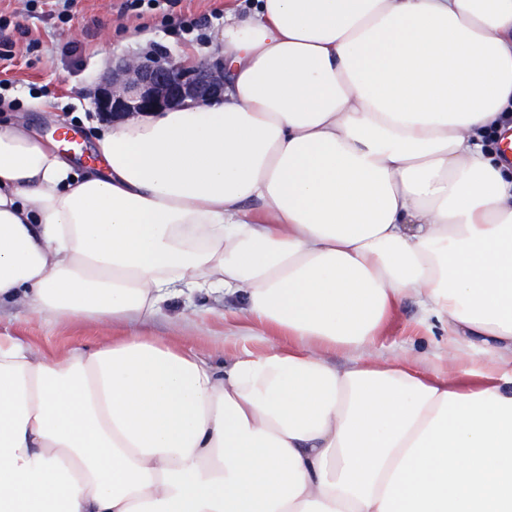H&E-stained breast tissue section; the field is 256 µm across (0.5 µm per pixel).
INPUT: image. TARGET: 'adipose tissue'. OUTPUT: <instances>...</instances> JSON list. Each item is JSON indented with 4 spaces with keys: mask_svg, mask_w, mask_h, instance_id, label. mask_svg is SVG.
<instances>
[{
    "mask_svg": "<svg viewBox=\"0 0 512 512\" xmlns=\"http://www.w3.org/2000/svg\"><path fill=\"white\" fill-rule=\"evenodd\" d=\"M224 98L95 123L79 174L0 122V512H512V0H256ZM234 300L216 364L140 335ZM444 362L379 359L406 299ZM353 355L343 368L333 350ZM0 331L19 336L48 353L74 344L93 347L103 336L100 327L94 323L75 321L52 324L14 304L1 305Z\"/></svg>",
    "mask_w": 512,
    "mask_h": 512,
    "instance_id": "obj_1",
    "label": "adipose tissue"
}]
</instances>
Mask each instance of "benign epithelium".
Masks as SVG:
<instances>
[{"mask_svg": "<svg viewBox=\"0 0 512 512\" xmlns=\"http://www.w3.org/2000/svg\"><path fill=\"white\" fill-rule=\"evenodd\" d=\"M224 65L204 60L186 68L173 58H124L98 84L97 112L114 119L183 105L203 106L223 99Z\"/></svg>", "mask_w": 512, "mask_h": 512, "instance_id": "1", "label": "benign epithelium"}]
</instances>
